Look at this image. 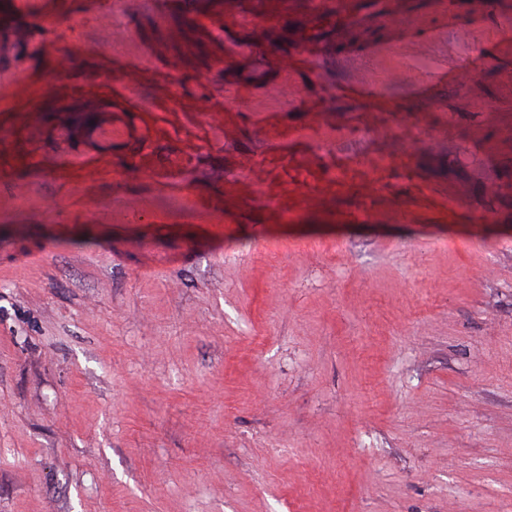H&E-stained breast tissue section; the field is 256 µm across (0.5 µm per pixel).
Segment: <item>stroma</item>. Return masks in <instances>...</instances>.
<instances>
[{
	"instance_id": "obj_1",
	"label": "stroma",
	"mask_w": 512,
	"mask_h": 512,
	"mask_svg": "<svg viewBox=\"0 0 512 512\" xmlns=\"http://www.w3.org/2000/svg\"><path fill=\"white\" fill-rule=\"evenodd\" d=\"M203 6L222 21L138 5L105 40L69 0L0 73V512H512L496 64L431 102L389 88L370 116L345 67L305 62L290 102L276 57L306 0H253L246 32L224 28L238 0ZM228 37L255 55L225 61ZM141 46L149 140L53 163L59 102L121 86L108 60Z\"/></svg>"
}]
</instances>
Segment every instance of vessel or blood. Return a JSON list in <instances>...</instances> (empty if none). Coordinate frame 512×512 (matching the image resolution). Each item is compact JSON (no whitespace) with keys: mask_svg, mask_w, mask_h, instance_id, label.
<instances>
[{"mask_svg":"<svg viewBox=\"0 0 512 512\" xmlns=\"http://www.w3.org/2000/svg\"><path fill=\"white\" fill-rule=\"evenodd\" d=\"M64 3L65 0H0V14L30 9L42 23L56 24L67 16ZM309 5L315 17H335V46L327 52L312 43L305 55L279 54L281 91L291 100L302 94L292 75L306 56L316 59L328 55L338 63L350 65L354 79L346 84L345 93L370 100L378 99L385 87L404 84L408 78L407 69L400 66L375 73V60L380 54L403 48L409 62L433 58L431 67L419 69L416 82L423 97L429 99L438 88L463 92L477 83L479 62L469 56L459 57L458 46L482 42L488 60L512 52V29L480 35L478 21L482 14L472 0H309ZM31 38L32 30L26 25L16 24L1 33L0 60L7 59ZM144 60L141 54L124 60V91L96 93L92 111L100 115V122L78 126L65 120L55 127L59 140L81 143L77 162L93 164L111 155L131 154L146 139L139 107L128 94L142 77Z\"/></svg>","mask_w":512,"mask_h":512,"instance_id":"vessel-or-blood-1","label":"vessel or blood"}]
</instances>
